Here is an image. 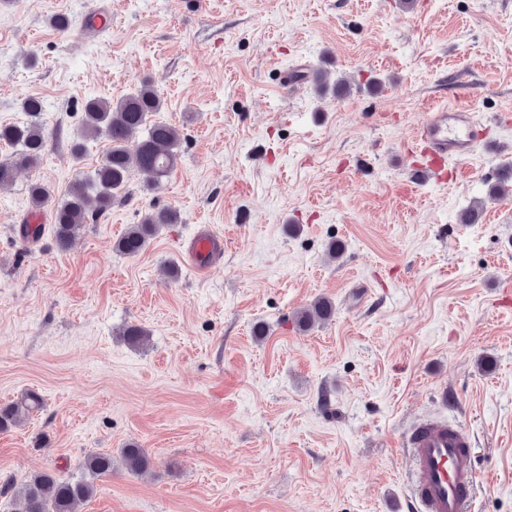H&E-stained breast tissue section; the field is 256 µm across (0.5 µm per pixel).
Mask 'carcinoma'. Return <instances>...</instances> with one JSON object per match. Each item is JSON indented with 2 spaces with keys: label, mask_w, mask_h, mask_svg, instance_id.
I'll list each match as a JSON object with an SVG mask.
<instances>
[{
  "label": "carcinoma",
  "mask_w": 512,
  "mask_h": 512,
  "mask_svg": "<svg viewBox=\"0 0 512 512\" xmlns=\"http://www.w3.org/2000/svg\"><path fill=\"white\" fill-rule=\"evenodd\" d=\"M164 101L147 80L117 101L89 99L84 105L82 127L84 137L105 136L110 147L95 169L93 177L75 182L67 197L53 213L55 246L67 252L85 224L95 221L112 207L126 186L129 171L135 167L142 174L145 186L158 189L178 163L181 131L166 122L152 121L150 117L162 111ZM0 143L13 149L0 161V187L9 184L15 171L36 165L41 159L45 135L40 124L0 126ZM51 196L41 183L29 188L32 205L39 209ZM177 211L164 208L148 212L140 223L132 224L113 245L119 253L134 256L142 252L164 224H176ZM335 313L334 305L319 298L310 308L296 314L298 325L307 329L316 321L325 322ZM124 340L140 346L148 332L139 325H129L123 331ZM38 394L29 392L21 399L0 406V432L24 422L30 413L41 408ZM122 464L130 474H141L151 469L153 459L149 452L135 444L121 451ZM82 476L62 479L51 470L36 473L23 488L22 512H82V507L96 491L95 480L112 474V455L92 453L80 464Z\"/></svg>",
  "instance_id": "carcinoma-1"
}]
</instances>
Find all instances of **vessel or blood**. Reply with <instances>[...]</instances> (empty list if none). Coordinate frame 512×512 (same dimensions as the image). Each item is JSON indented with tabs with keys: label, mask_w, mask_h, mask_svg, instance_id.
<instances>
[{
	"label": "vessel or blood",
	"mask_w": 512,
	"mask_h": 512,
	"mask_svg": "<svg viewBox=\"0 0 512 512\" xmlns=\"http://www.w3.org/2000/svg\"><path fill=\"white\" fill-rule=\"evenodd\" d=\"M111 27L109 6L106 0H99L81 37L95 40ZM416 141L431 159L417 172L425 181L442 178L447 159H468L485 144L481 126L466 105L430 108L416 129ZM223 255V236L200 228L191 236L182 259L204 276ZM402 446L410 460V497L415 512H469L477 473L473 438L464 424L421 417L404 434Z\"/></svg>",
	"instance_id": "obj_1"
}]
</instances>
